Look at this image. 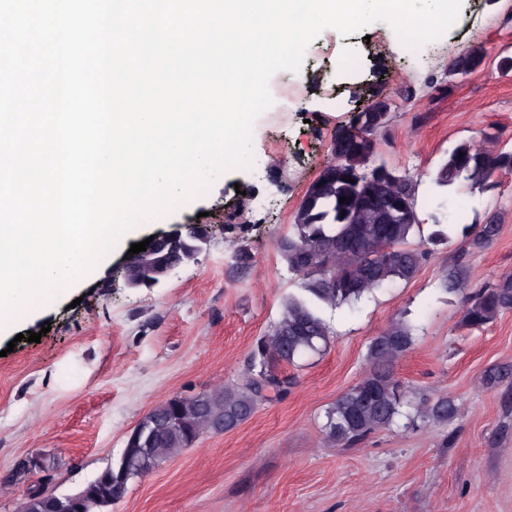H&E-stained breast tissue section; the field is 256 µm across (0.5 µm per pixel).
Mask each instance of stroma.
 Listing matches in <instances>:
<instances>
[{
  "mask_svg": "<svg viewBox=\"0 0 512 512\" xmlns=\"http://www.w3.org/2000/svg\"><path fill=\"white\" fill-rule=\"evenodd\" d=\"M477 48L484 65L452 75V57ZM510 56L512 0H463L457 23L418 50L384 21L348 36L329 28L300 71L277 72L274 104L255 123L253 167L223 174L206 195L138 227L142 237L205 219L214 235L194 261L155 287L127 288L115 272L132 242L120 241L98 279L67 288L19 325L40 342L0 334V512H19L37 483L56 495L82 489L159 403L243 380L256 342L299 291L277 242L362 89L381 86L389 96L392 119L377 152L418 178V217L430 225L431 175L448 149L461 141L492 154L512 147V72L499 67ZM458 193L464 223L500 224L494 242L476 249L452 230L410 280L353 309L321 307L329 344L288 367L295 382L287 395L130 480L107 512H512V310L470 329L461 324L464 292L439 287L458 260L465 292L512 273V172ZM240 243L254 262L232 278L227 257ZM398 317L413 325L415 341L396 361V378L413 392L448 395L455 416L326 446V410L363 377L370 340ZM32 457L53 461L51 482L35 472L14 477Z\"/></svg>",
  "mask_w": 512,
  "mask_h": 512,
  "instance_id": "obj_1",
  "label": "stroma"
}]
</instances>
